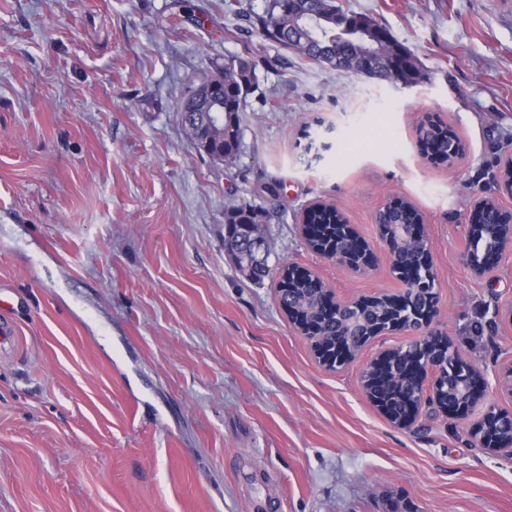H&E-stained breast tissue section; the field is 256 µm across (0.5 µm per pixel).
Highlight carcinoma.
Returning <instances> with one entry per match:
<instances>
[{"mask_svg": "<svg viewBox=\"0 0 512 512\" xmlns=\"http://www.w3.org/2000/svg\"><path fill=\"white\" fill-rule=\"evenodd\" d=\"M280 5V0H265L263 13L248 17V21L265 40L342 74L357 75L364 70L365 56L362 44L357 41L358 31L362 28L385 30L366 14L344 10L337 0H304L282 12L278 11ZM397 49L396 44L380 43L379 74H384L397 55ZM255 90V67L239 56L224 58V64L214 65L198 84L190 88L180 103V112L194 113V120L205 128L208 146L193 141L201 154L216 163L236 161L242 140V119L236 104ZM448 133L447 125L432 119L422 121L419 126L422 140L433 146L436 154L451 162L463 156L464 146L459 140L449 139ZM419 220L420 214L410 204L376 215V222L385 233L391 231L394 224H412ZM266 223V210L256 205L237 202L224 207V224H251L253 233L264 242L267 241ZM307 223L315 225L317 237L312 245L323 253L329 246L336 247V240L345 237L348 227L341 213L325 205L311 210ZM234 260L238 269L252 279L262 280L271 272L268 263L257 259L249 245L239 246ZM285 271L288 277L283 287L288 293L280 296L281 304L296 312L311 307L314 314L309 319L316 332L323 334L321 349L342 363L352 359L354 352L375 330L399 317L385 297L367 299L359 307L332 309L325 305L327 293L320 279L295 265L285 267ZM430 347L439 363L440 402L444 404L458 398L462 369L447 351L440 350L433 342ZM419 352L418 344L401 345L363 375L366 394L393 423L409 416L417 390Z\"/></svg>", "mask_w": 512, "mask_h": 512, "instance_id": "carcinoma-1", "label": "carcinoma"}]
</instances>
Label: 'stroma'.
Segmentation results:
<instances>
[{"mask_svg":"<svg viewBox=\"0 0 512 512\" xmlns=\"http://www.w3.org/2000/svg\"><path fill=\"white\" fill-rule=\"evenodd\" d=\"M418 61L403 86L341 75L245 32L264 0H0V512H512V454L473 421L512 412V254L466 264L473 193L512 156V0H341ZM238 55L256 66L234 165L200 156L178 102ZM465 145L418 141L425 117ZM329 128L314 160L305 133ZM423 218L436 315L483 374L470 419L391 424L360 387L373 339L329 371L282 311L277 268L349 302L404 284L378 237L391 199ZM267 208L273 275L224 250V206ZM335 204L376 259L312 252L300 219Z\"/></svg>","mask_w":512,"mask_h":512,"instance_id":"1","label":"stroma"}]
</instances>
